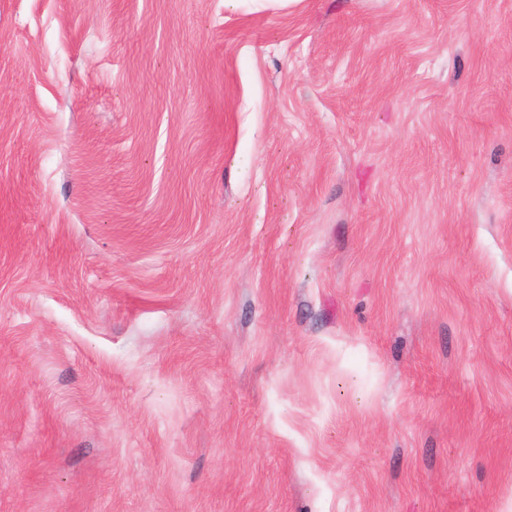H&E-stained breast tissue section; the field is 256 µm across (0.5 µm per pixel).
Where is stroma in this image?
<instances>
[{"label":"stroma","instance_id":"1","mask_svg":"<svg viewBox=\"0 0 512 512\" xmlns=\"http://www.w3.org/2000/svg\"><path fill=\"white\" fill-rule=\"evenodd\" d=\"M0 512H512V0H0Z\"/></svg>","mask_w":512,"mask_h":512}]
</instances>
